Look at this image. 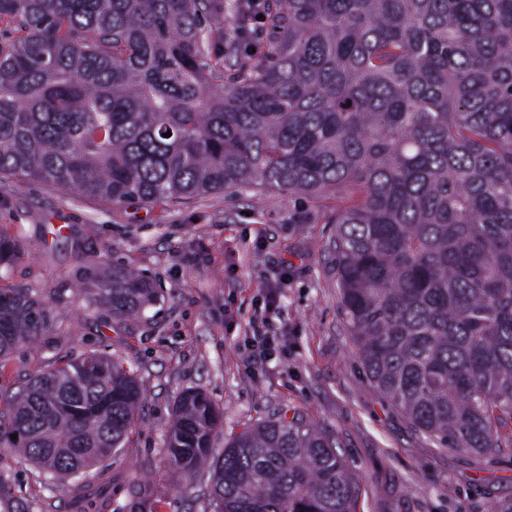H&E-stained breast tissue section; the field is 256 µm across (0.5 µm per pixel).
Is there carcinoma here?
Listing matches in <instances>:
<instances>
[{
  "mask_svg": "<svg viewBox=\"0 0 512 512\" xmlns=\"http://www.w3.org/2000/svg\"><path fill=\"white\" fill-rule=\"evenodd\" d=\"M243 0H0V179L154 205L255 189L336 198L343 315L374 387L420 432L512 453V0H267L274 41L230 83L205 62L246 30ZM171 136H165V133ZM19 256L0 233V270ZM83 295L116 320L157 301L97 267ZM36 291L0 284V360L45 325ZM144 390L86 352L41 371L0 416L11 450L108 512L107 461ZM222 413L177 399L165 464L211 470L214 512H357L332 435L262 419L219 455ZM129 512L152 486L128 477ZM5 512H40L0 469Z\"/></svg>",
  "mask_w": 512,
  "mask_h": 512,
  "instance_id": "obj_1",
  "label": "carcinoma"
}]
</instances>
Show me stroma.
Instances as JSON below:
<instances>
[{
    "instance_id": "obj_1",
    "label": "stroma",
    "mask_w": 512,
    "mask_h": 512,
    "mask_svg": "<svg viewBox=\"0 0 512 512\" xmlns=\"http://www.w3.org/2000/svg\"><path fill=\"white\" fill-rule=\"evenodd\" d=\"M335 199L277 191L213 193L165 206L113 204L31 181H0V232L15 236L8 272L35 288L46 310L38 340L0 361V412L38 370L88 350L125 361L146 389L136 424L109 464L143 474L155 512H212L211 478L164 467L165 440L182 390L203 391L223 415L213 442L289 409L332 433L362 488L358 512H489L512 498V454L478 457L416 432L372 385L346 330L336 276ZM132 266L158 300L135 321L87 307L70 287L87 266ZM279 289L269 332L282 351L255 368L245 345L266 284ZM7 465L15 495L70 512L19 455Z\"/></svg>"
}]
</instances>
